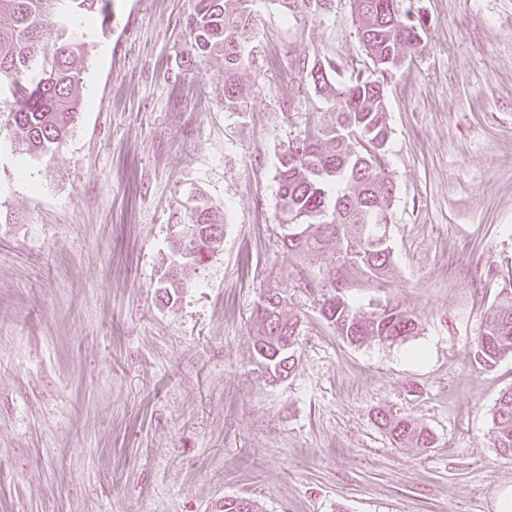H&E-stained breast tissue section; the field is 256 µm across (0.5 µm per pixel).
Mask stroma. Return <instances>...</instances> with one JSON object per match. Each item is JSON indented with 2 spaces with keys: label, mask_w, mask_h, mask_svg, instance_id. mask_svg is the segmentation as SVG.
<instances>
[{
  "label": "stroma",
  "mask_w": 512,
  "mask_h": 512,
  "mask_svg": "<svg viewBox=\"0 0 512 512\" xmlns=\"http://www.w3.org/2000/svg\"><path fill=\"white\" fill-rule=\"evenodd\" d=\"M422 47L386 89L393 271L345 275L363 313L417 317L395 344L355 346L313 292L337 254L278 229L279 145L330 119L300 71L358 50L351 0L284 17L253 0L246 114L224 63L185 70L192 0H107L84 38L78 125L53 155L0 147V512H496L512 457L491 445L512 354L474 345L512 294V0H415ZM224 239L175 304L160 258L196 199ZM284 283L297 367L271 384L250 330ZM423 351L421 360L410 355ZM408 415L432 447L398 448L375 414Z\"/></svg>",
  "instance_id": "1"
}]
</instances>
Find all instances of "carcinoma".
Segmentation results:
<instances>
[{
	"label": "carcinoma",
	"mask_w": 512,
	"mask_h": 512,
	"mask_svg": "<svg viewBox=\"0 0 512 512\" xmlns=\"http://www.w3.org/2000/svg\"><path fill=\"white\" fill-rule=\"evenodd\" d=\"M187 19L190 49L185 64L198 70L213 58L224 61V111L239 114L248 108L251 92L242 82L244 47L256 26L252 0H193ZM285 17L305 14L311 0H271ZM360 37L367 60L379 63L382 74L372 78L352 69L345 80L331 74L336 65L317 59L302 67L314 93L332 107L331 122L281 144L277 168L278 224L285 248L309 256L336 243L342 266L362 276L382 279L392 270L390 242L376 236L377 219H389L393 181L387 174L391 136L384 73L397 62H410L423 38L426 22L419 12L402 7L392 15L391 0H354ZM104 0H0V84L16 98L4 122L14 144L24 153L53 154L76 127L80 91L82 29L105 13ZM192 223L201 227L200 244L192 247L178 237L172 253L192 247L179 271H168L158 287L161 302L177 299L189 272L204 255L219 249L223 230L207 201L192 207ZM320 312L338 336L352 345L372 341L403 342L418 331V320L397 307L386 306L366 316L341 294L336 279L321 289ZM300 319L290 313L288 288L274 285L263 293L251 329L256 364L273 382L287 379L296 368L294 335ZM512 353V297L506 295L489 309L477 337L475 359L493 366ZM376 422L401 448H428L434 436L415 419L386 412ZM492 447L508 455L512 449V389L497 399L492 413ZM221 512H263L250 498H226Z\"/></svg>",
	"instance_id": "1"
}]
</instances>
